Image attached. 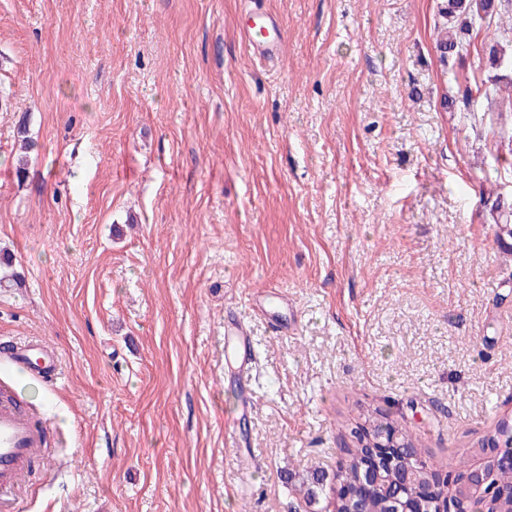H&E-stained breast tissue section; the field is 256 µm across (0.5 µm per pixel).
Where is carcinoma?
<instances>
[{"label": "carcinoma", "instance_id": "obj_1", "mask_svg": "<svg viewBox=\"0 0 512 512\" xmlns=\"http://www.w3.org/2000/svg\"><path fill=\"white\" fill-rule=\"evenodd\" d=\"M503 13H512V0H443L439 14L445 19L440 29L437 50L447 59L462 49L457 37L458 32L481 26L486 21ZM488 63L499 71L512 72V28H505L501 38L493 40L488 50ZM495 235L504 247L512 252V244L504 238L512 239V207L505 209L496 203L490 210ZM389 422L382 412L376 410L364 416V423L351 429L355 442L361 443L368 438V432ZM401 446L399 450L408 466L421 467L436 476L447 472L448 465L435 466L425 460L418 450V443L406 431L399 427ZM346 459L340 470L332 478L322 472H313L299 479V491L303 494L308 512H330L335 507L338 512H352L354 507L361 512H394V501H411L421 512H448V503L466 501L471 512H512V466L489 462L486 464L487 486L495 489V495L489 497L485 492L476 495L466 494L463 486L438 481L429 485L425 481L409 480L406 470L398 469L384 477L381 485L374 486L364 480V472L375 467L369 449H345ZM330 487L332 496L325 505H320L325 487Z\"/></svg>", "mask_w": 512, "mask_h": 512}]
</instances>
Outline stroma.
I'll return each mask as SVG.
<instances>
[{
    "mask_svg": "<svg viewBox=\"0 0 512 512\" xmlns=\"http://www.w3.org/2000/svg\"><path fill=\"white\" fill-rule=\"evenodd\" d=\"M0 0V338L50 423L15 512H296L359 411L424 459L477 462L512 419V84L493 32L441 62V0ZM28 151H21L22 139ZM288 296L277 333L249 293ZM249 329L248 379L224 319ZM248 21L240 29L245 45L259 58L273 57L281 47L285 30L272 16L263 12L249 13ZM493 224L496 227L495 235L498 241L512 253V244L504 242V237L512 239V207L505 209L500 201L490 210ZM0 361L46 384L60 376V359L53 348L42 341L9 340L0 343Z\"/></svg>",
    "mask_w": 512,
    "mask_h": 512,
    "instance_id": "stroma-1",
    "label": "stroma"
}]
</instances>
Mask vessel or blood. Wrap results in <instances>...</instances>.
<instances>
[{
    "mask_svg": "<svg viewBox=\"0 0 512 512\" xmlns=\"http://www.w3.org/2000/svg\"><path fill=\"white\" fill-rule=\"evenodd\" d=\"M253 55L273 57L281 47L285 30L272 16L250 13L240 30ZM254 306L277 312L288 305L286 294L272 289L254 293ZM225 336L235 343L240 371L250 364L248 332L244 324L225 327ZM0 362L28 373L40 382L51 384L60 376V359L53 348L41 341L9 340L0 344ZM46 427L17 397L10 383L0 378V512H14L16 493L26 471L46 450Z\"/></svg>",
    "mask_w": 512,
    "mask_h": 512,
    "instance_id": "obj_1",
    "label": "vessel or blood"
}]
</instances>
